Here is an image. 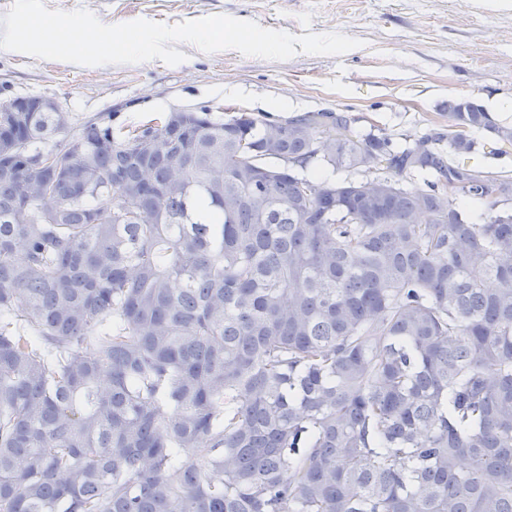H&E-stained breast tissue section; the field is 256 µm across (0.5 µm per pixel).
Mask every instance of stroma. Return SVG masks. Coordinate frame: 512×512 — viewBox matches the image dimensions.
Returning a JSON list of instances; mask_svg holds the SVG:
<instances>
[{"label":"stroma","instance_id":"stroma-1","mask_svg":"<svg viewBox=\"0 0 512 512\" xmlns=\"http://www.w3.org/2000/svg\"><path fill=\"white\" fill-rule=\"evenodd\" d=\"M86 9L102 23L173 25L228 15L295 35L342 33L361 47L285 61L182 45L185 61L75 66L0 52V102L56 100L68 133L87 122L121 136L176 109L271 122L317 110L346 113L355 134L380 131L394 146L444 133V107L470 97L512 126V0H44Z\"/></svg>","mask_w":512,"mask_h":512}]
</instances>
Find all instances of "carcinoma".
Here are the masks:
<instances>
[{
    "label": "carcinoma",
    "mask_w": 512,
    "mask_h": 512,
    "mask_svg": "<svg viewBox=\"0 0 512 512\" xmlns=\"http://www.w3.org/2000/svg\"><path fill=\"white\" fill-rule=\"evenodd\" d=\"M11 104L0 512H512V176L465 162L512 126L450 98L448 148L395 150L343 112H171L45 150L65 113Z\"/></svg>",
    "instance_id": "1"
}]
</instances>
